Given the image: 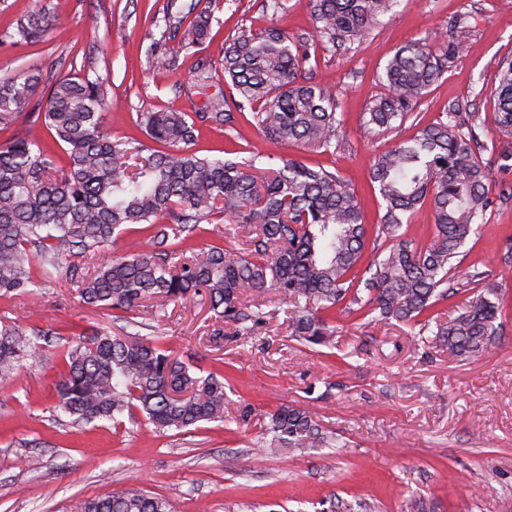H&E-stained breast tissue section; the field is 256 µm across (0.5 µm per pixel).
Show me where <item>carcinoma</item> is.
<instances>
[{
	"label": "carcinoma",
	"instance_id": "obj_1",
	"mask_svg": "<svg viewBox=\"0 0 512 512\" xmlns=\"http://www.w3.org/2000/svg\"><path fill=\"white\" fill-rule=\"evenodd\" d=\"M399 0H315L317 40L325 51L350 47L383 24ZM198 3L171 0L165 26L190 21L192 38L163 42L151 52L157 69L203 43L212 17ZM52 19L39 7L19 19L0 45L38 42ZM463 50L461 41L437 48L411 42L395 50L384 71L386 93L371 99L365 124L390 130L403 124L429 88ZM311 58L305 42H291L276 27L242 28L224 43L222 71L235 95L210 103L207 112H141L136 127L156 144L102 131L112 105L102 81L63 76L49 89L45 107L29 113L46 131L28 129L0 146V296L31 294L66 269L83 303L130 313L151 301L162 309L200 298L214 315L211 335L254 336L267 325L258 298L274 294L286 305L289 338L333 347L336 311L372 322L416 327L421 342L462 360L482 357L501 334L498 289L475 270L458 281L451 261L468 238L478 236L495 208L475 132L477 115L449 112L408 141L378 155L369 177L383 209L382 258L365 259L368 228L354 189L338 174L295 159L275 168L255 165L244 130L252 127L275 143L328 149L339 120L331 93L299 81ZM211 60L199 56L192 83L212 78ZM496 88L499 131L512 138V58L503 61ZM39 77L0 78V125L17 119L35 98ZM221 129L241 145L224 157L190 149L199 127ZM247 152L251 159L234 154ZM433 232L421 246L405 239L403 225L422 208ZM223 222L244 231L239 247L195 246L202 225ZM153 231L150 247L94 263L127 226ZM467 294L455 314L431 313L439 302ZM62 342L65 373L55 385L56 408L78 424L140 412L155 430L184 431L203 423L249 424L234 414L224 373L203 372L172 354L157 338L107 330L66 338L18 318L0 317V380ZM258 451L340 448L336 432L304 405H284L269 416ZM74 512H173L171 502L130 484L85 499Z\"/></svg>",
	"mask_w": 512,
	"mask_h": 512
}]
</instances>
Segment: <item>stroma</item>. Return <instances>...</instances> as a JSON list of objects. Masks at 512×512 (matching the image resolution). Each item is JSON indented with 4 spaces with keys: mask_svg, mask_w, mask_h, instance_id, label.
I'll list each match as a JSON object with an SVG mask.
<instances>
[{
    "mask_svg": "<svg viewBox=\"0 0 512 512\" xmlns=\"http://www.w3.org/2000/svg\"><path fill=\"white\" fill-rule=\"evenodd\" d=\"M57 16L42 42L15 52L0 47V75L36 71L35 99L45 102L56 79H102L120 108L102 122L113 136L136 132L138 113L195 112L200 96L189 90L191 61L167 71L149 64L160 39L167 0H0V33L14 30L34 5ZM279 15L263 0H212L203 55L217 71L224 41L240 26L282 28L291 40H312L311 0H287ZM466 17L464 28L455 20ZM460 38L464 50L429 89L413 119L392 130L365 126L368 101L385 91L382 77L394 48L410 40ZM512 57V0H403L351 50L314 48L303 80L332 91L340 121L336 145L311 151L275 146L250 132L263 154L320 164L348 179L369 227L382 209L369 169L376 156L413 137L449 111L474 112L481 142L512 151L495 120L499 64ZM496 206L491 238H470L459 256L458 277L479 269L497 284L503 330L492 351L461 361L424 345L410 327L364 324L340 315L335 349L291 340L277 298L264 301L275 316L253 336L212 343L208 308L198 300L160 313L141 312L126 323L114 312L81 302L68 274L36 295L0 297V315L43 328L159 336L175 355L204 370L223 368L233 408L252 422L228 430L210 423L188 431L153 432L145 419L76 426L55 408L54 385L64 369L59 348L17 376L0 381V512H72L78 501L131 483L169 498L174 512H408L412 499L428 512H512V196L504 175L490 163ZM310 404L344 445L261 457L254 445L269 413L284 404Z\"/></svg>",
    "mask_w": 512,
    "mask_h": 512,
    "instance_id": "1",
    "label": "stroma"
}]
</instances>
